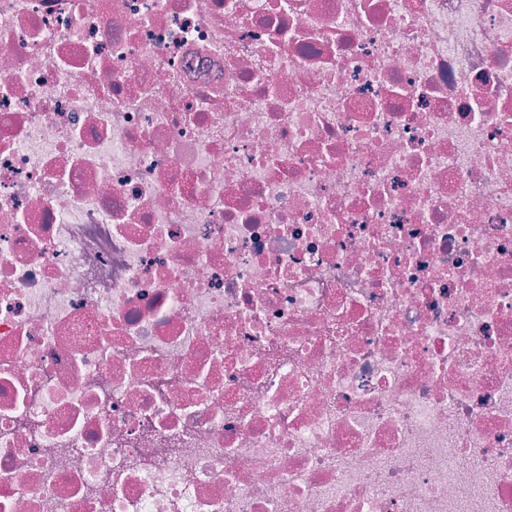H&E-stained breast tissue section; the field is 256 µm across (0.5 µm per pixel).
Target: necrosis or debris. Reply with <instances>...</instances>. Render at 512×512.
Masks as SVG:
<instances>
[{
  "instance_id": "1",
  "label": "necrosis or debris",
  "mask_w": 512,
  "mask_h": 512,
  "mask_svg": "<svg viewBox=\"0 0 512 512\" xmlns=\"http://www.w3.org/2000/svg\"><path fill=\"white\" fill-rule=\"evenodd\" d=\"M0 512H512V0H0Z\"/></svg>"
}]
</instances>
